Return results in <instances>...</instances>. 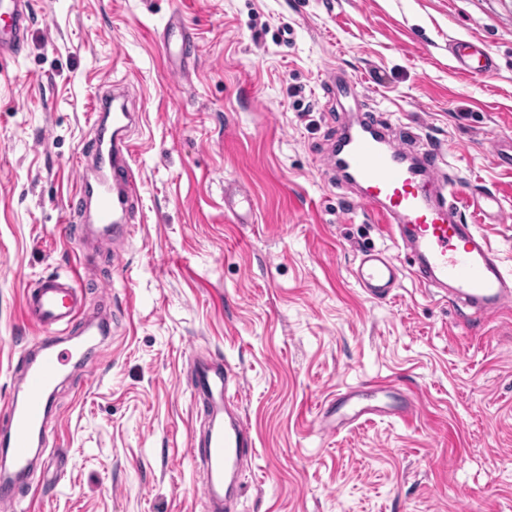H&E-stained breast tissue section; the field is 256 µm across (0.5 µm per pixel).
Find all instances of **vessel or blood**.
<instances>
[{
  "label": "vessel or blood",
  "instance_id": "obj_1",
  "mask_svg": "<svg viewBox=\"0 0 512 512\" xmlns=\"http://www.w3.org/2000/svg\"><path fill=\"white\" fill-rule=\"evenodd\" d=\"M0 53L20 57L25 48L31 13L25 0H0ZM452 54L459 70L468 75H485L495 68L481 43L460 39ZM100 112L111 115L117 129L135 120L118 98L102 100ZM93 165L83 166L80 189L68 204L70 215L93 209L99 232L118 231L120 238L132 233L120 225V214L129 211L137 189L131 165L132 153L122 143L98 136L92 146ZM403 147L377 140L370 130L352 134L336 161L357 190V201L370 213L382 232L401 241L411 261L402 266L393 258L372 249L362 252L352 277L369 298H392L403 275H411L425 288L450 289L454 306L497 317L512 307V271L490 245L478 224L468 218L456 185L437 178L443 152L427 148L417 164L405 160ZM224 208L238 223H251L252 197L248 190L224 187ZM81 280L75 276L52 275L39 279L24 298L28 321L45 331L40 346L19 371V397L8 406V421L0 427V512H18L17 484L33 470L31 444L34 435L44 433L50 414L56 381L73 357L61 348L59 331L81 326L85 336L103 335L101 322L83 318ZM232 370L213 358L198 359L192 384L198 397L197 414L210 427L194 449L192 458L201 459L206 478L203 497L207 512H219L225 478H236L244 462L255 453V439L236 412ZM341 413L337 425L369 420L383 414L404 422L413 421L417 406L406 400L397 406L352 408L347 397H337Z\"/></svg>",
  "mask_w": 512,
  "mask_h": 512
}]
</instances>
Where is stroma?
Returning <instances> with one entry per match:
<instances>
[{"label":"stroma","instance_id":"1","mask_svg":"<svg viewBox=\"0 0 512 512\" xmlns=\"http://www.w3.org/2000/svg\"><path fill=\"white\" fill-rule=\"evenodd\" d=\"M17 61L0 64V416L38 331L27 288L77 266L66 224L99 93L122 83L140 180L132 237L92 241L88 314L111 308L94 365L66 367L49 445L63 471L35 469L30 512H202L188 448L205 424L188 380L197 354L233 369L256 454L236 512H512V313L462 318L403 278L365 296L362 249L400 245L353 212L321 161L360 82L371 121L396 145L442 146L443 176L491 191L481 231L512 269V0H31ZM193 35L189 59L162 31ZM458 39L481 42L490 76L460 74ZM254 197V221L224 187ZM353 387L363 403L417 397L419 414L320 430L319 406ZM224 210L236 217L237 223H253L252 197L248 190L234 185L224 187Z\"/></svg>","mask_w":512,"mask_h":512}]
</instances>
